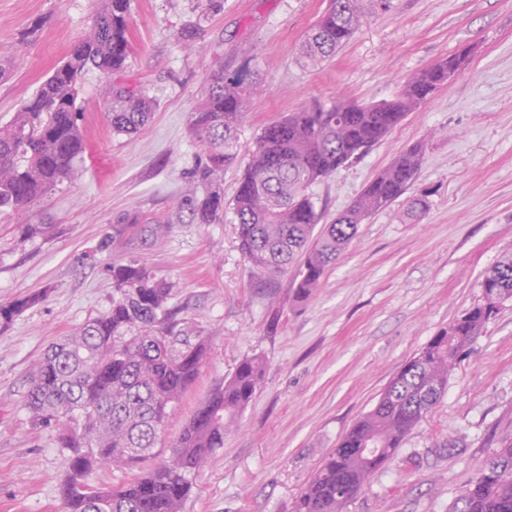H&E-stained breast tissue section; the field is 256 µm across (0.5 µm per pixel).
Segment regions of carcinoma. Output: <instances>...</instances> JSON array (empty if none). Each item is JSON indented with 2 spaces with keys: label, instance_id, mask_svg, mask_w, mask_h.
Here are the masks:
<instances>
[{
  "label": "carcinoma",
  "instance_id": "1",
  "mask_svg": "<svg viewBox=\"0 0 512 512\" xmlns=\"http://www.w3.org/2000/svg\"><path fill=\"white\" fill-rule=\"evenodd\" d=\"M358 0H331L299 46L302 65L316 68L351 39L359 23ZM131 0H101L90 31L71 43L65 59L31 98L0 125V213L22 214L33 201L77 172L90 145L78 125L83 75L104 78L103 112L112 131L132 135L151 117L153 100L121 82L131 52ZM457 52L411 76L388 100H344L330 109L302 108L266 125L256 137L235 194L224 201V167L237 155V134L255 87L239 75L215 73L192 113L191 126L205 151L195 183L204 193L185 202L200 224L215 221L224 205L237 218L240 246L257 274L270 277L303 257L296 295L308 297L325 270L354 240L359 224L402 196L422 158L418 143L369 182L350 206L314 233L320 221L311 186L363 155L404 116L448 83V69L465 65ZM166 224H116L119 236L143 245L168 232ZM109 310L51 346L31 369L25 405L41 421L60 427L68 479L63 512H182L191 478L219 448L224 434L263 382L259 356L243 359L215 388L175 440L173 462H162L112 487L88 484L99 467L130 468L154 449L179 402L194 384L207 353L191 342L169 306L173 284L138 256L108 267ZM46 293L0 305L5 329ZM512 302V249L482 280V301L448 325L390 382L374 407L357 420L327 456L296 501L294 512H341L377 471L403 447L422 418L444 397L448 375L486 323ZM482 467L460 493L452 512H512V442Z\"/></svg>",
  "mask_w": 512,
  "mask_h": 512
}]
</instances>
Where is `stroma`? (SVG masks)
I'll return each mask as SVG.
<instances>
[{
    "label": "stroma",
    "mask_w": 512,
    "mask_h": 512,
    "mask_svg": "<svg viewBox=\"0 0 512 512\" xmlns=\"http://www.w3.org/2000/svg\"><path fill=\"white\" fill-rule=\"evenodd\" d=\"M330 0H132V50L123 80L154 101L137 134L112 132L98 71L85 73L79 124L91 143L74 180L0 214V304L47 297L0 331V512H62L66 480L55 423L33 419L23 397L49 345L105 313L106 268L141 255L175 285L171 307L208 355L162 433L154 457L93 472L112 486L169 460L210 392L245 358L266 362L264 381L237 425L193 477L184 512H294L321 462L378 400L403 365L482 300L487 269L512 247V0H359L361 23L322 67L298 48ZM98 0H0V123L90 27ZM469 49L468 66L371 150L311 188L330 223L403 151L423 143L405 194L363 224L307 299L297 268L259 277L225 210L200 224L182 202L202 160L191 114L215 70L257 76L224 170L232 196L261 129L305 106L389 98L441 57ZM425 211L410 217L411 201ZM169 225L155 245L113 237L127 217ZM26 224H50L28 237ZM463 443L455 455L443 445ZM512 441V302L455 366L443 400L407 436L343 512H449L461 488Z\"/></svg>",
    "instance_id": "1"
}]
</instances>
